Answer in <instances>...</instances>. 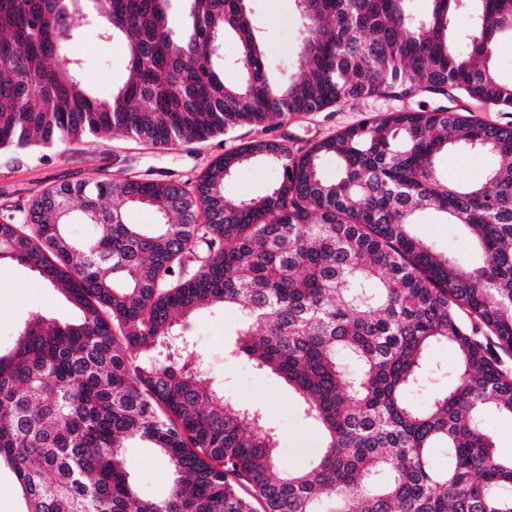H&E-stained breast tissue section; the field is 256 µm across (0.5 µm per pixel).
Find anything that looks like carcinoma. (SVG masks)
I'll return each instance as SVG.
<instances>
[{
  "label": "carcinoma",
  "instance_id": "carcinoma-1",
  "mask_svg": "<svg viewBox=\"0 0 512 512\" xmlns=\"http://www.w3.org/2000/svg\"><path fill=\"white\" fill-rule=\"evenodd\" d=\"M0 0V151L121 133L167 147L239 125L321 112L376 95H424L457 109L366 118L301 155L274 140L243 143L188 185L93 178L43 190L0 223V260L64 294L74 320L27 319L0 354V464L24 512H512V457L494 451L488 409L512 419V81L492 58L512 33V0H297L313 20L301 77L271 82L248 0ZM473 15L469 52L450 25ZM92 27L125 48L128 78L88 91L65 41ZM235 41L226 66L220 46ZM458 142L500 159L459 183L437 161ZM264 157L282 179L234 201L224 181ZM336 160V177L321 173ZM152 208L149 230L125 221ZM437 213L474 240L460 263L411 231ZM97 227L85 241L73 216ZM204 250L199 265L187 263ZM243 315L229 353L283 379L325 447L278 472L275 429L257 406L224 400L203 376L182 319L205 307ZM458 367L425 407L408 394ZM147 444L171 467L163 499L141 497L125 449ZM436 448L448 449L437 466ZM430 356L433 362L438 366V374L433 381L435 384H430L422 390L410 393V399L415 405H428L436 392L437 386L446 387V385H448V380L453 377L454 372L456 371V355L448 345H436L432 349Z\"/></svg>",
  "mask_w": 512,
  "mask_h": 512
}]
</instances>
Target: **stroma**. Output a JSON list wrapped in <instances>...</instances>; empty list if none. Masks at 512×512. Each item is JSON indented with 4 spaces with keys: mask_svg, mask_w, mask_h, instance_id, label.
Listing matches in <instances>:
<instances>
[{
    "mask_svg": "<svg viewBox=\"0 0 512 512\" xmlns=\"http://www.w3.org/2000/svg\"><path fill=\"white\" fill-rule=\"evenodd\" d=\"M252 19L263 47L273 82L298 79L300 43L305 20L296 0H251ZM68 50L81 64L85 85L99 96L111 95L114 86L128 76L121 46L87 29L69 42ZM433 100L422 97L371 96L351 100L321 112H300L286 123L267 127L244 125L234 131L191 145L160 148L150 142L122 135L87 137L73 145H56L36 151L0 152V221L19 216L42 190L76 185L92 177L112 179L140 176L146 179L192 183L224 152L251 140H275L292 153L303 154L315 142L368 117L398 110H429ZM496 163L494 156L456 146L440 156L438 166L449 180L482 181ZM280 179L279 168L263 160L243 163L224 184L232 200L258 198L269 193ZM422 242L449 249L463 262L473 257L470 239L453 224L435 215L421 218L413 228ZM49 319L74 317L63 296L34 273L4 260L0 262V352L8 353L25 320L33 314ZM241 320L239 312L221 308L200 311L191 322L190 334L205 355V376L224 384L228 401L260 407L279 436L281 470L307 466L322 452L323 440L316 427L303 417L296 394L279 380L262 375L231 355L228 345ZM126 467L141 497L167 496L172 474L154 449L139 445L128 449Z\"/></svg>",
    "mask_w": 512,
    "mask_h": 512,
    "instance_id": "obj_1",
    "label": "stroma"
}]
</instances>
